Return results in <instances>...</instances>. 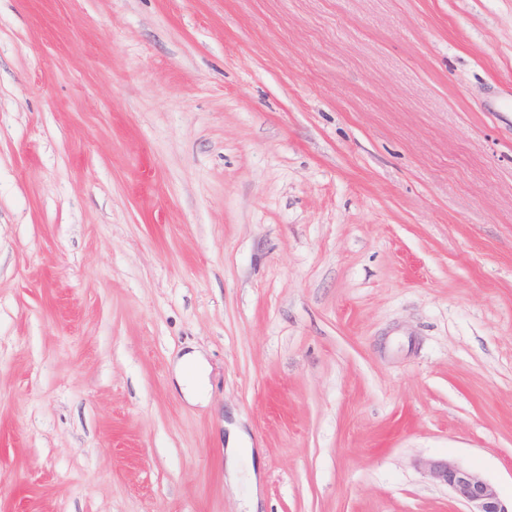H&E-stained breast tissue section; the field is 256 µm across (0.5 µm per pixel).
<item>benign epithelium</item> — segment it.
<instances>
[{"label":"benign epithelium","instance_id":"benign-epithelium-1","mask_svg":"<svg viewBox=\"0 0 512 512\" xmlns=\"http://www.w3.org/2000/svg\"><path fill=\"white\" fill-rule=\"evenodd\" d=\"M420 467L432 479L447 486L467 512H512L495 485L473 470L448 459L424 460Z\"/></svg>","mask_w":512,"mask_h":512}]
</instances>
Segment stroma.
Returning a JSON list of instances; mask_svg holds the SVG:
<instances>
[{"mask_svg": "<svg viewBox=\"0 0 512 512\" xmlns=\"http://www.w3.org/2000/svg\"><path fill=\"white\" fill-rule=\"evenodd\" d=\"M231 420L260 512L512 499V0H0V512H243ZM421 469L435 481L447 486L462 502L465 512H512L498 489L473 470L456 462L429 459L420 463Z\"/></svg>", "mask_w": 512, "mask_h": 512, "instance_id": "obj_1", "label": "stroma"}]
</instances>
